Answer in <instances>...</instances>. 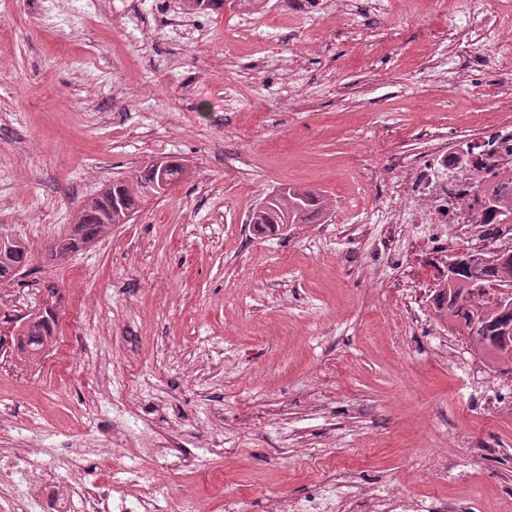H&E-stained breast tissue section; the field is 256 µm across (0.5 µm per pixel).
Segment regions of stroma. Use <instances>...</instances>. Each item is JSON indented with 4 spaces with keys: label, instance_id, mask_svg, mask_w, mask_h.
I'll return each instance as SVG.
<instances>
[{
    "label": "stroma",
    "instance_id": "obj_1",
    "mask_svg": "<svg viewBox=\"0 0 512 512\" xmlns=\"http://www.w3.org/2000/svg\"><path fill=\"white\" fill-rule=\"evenodd\" d=\"M0 0V232L31 272L0 290V337L54 286L63 359L0 357V453L27 437L83 448L87 475L153 485L161 512H252L348 474L380 497L453 512H512V381L494 382L461 335L415 301L425 246L380 223L373 178L425 134H461L499 100L486 51L462 50L418 0L385 14L279 17L226 39L233 4L172 26L179 0H127L67 22L75 0ZM162 158L186 175L126 224L45 265L81 204ZM324 192L319 224L260 238L249 211L282 184ZM354 224L367 236L350 233ZM413 305L414 322L401 316ZM195 457L179 485L100 466L113 433Z\"/></svg>",
    "mask_w": 512,
    "mask_h": 512
}]
</instances>
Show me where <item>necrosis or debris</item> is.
<instances>
[{"label": "necrosis or debris", "instance_id": "obj_1", "mask_svg": "<svg viewBox=\"0 0 512 512\" xmlns=\"http://www.w3.org/2000/svg\"><path fill=\"white\" fill-rule=\"evenodd\" d=\"M466 22L448 16V35L469 47L486 46L496 72L512 76V50L493 42L492 33L512 29V0H469ZM403 174V188L395 204L381 209L386 224L418 226L420 237L430 245L423 266L429 281L447 276L449 255L466 252L481 257L490 250H512V212L492 211L488 195H512V116L496 114L474 122L467 135L449 143L430 137L423 150L395 161ZM493 236H485V229ZM9 463L37 512H72L74 497H81L86 512H156L154 492L144 486L135 501L108 482L81 481L79 489H60L56 475L69 470L65 454L54 453L51 467L37 469L28 457H10Z\"/></svg>", "mask_w": 512, "mask_h": 512}]
</instances>
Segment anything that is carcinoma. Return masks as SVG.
I'll list each match as a JSON object with an SVG mask.
<instances>
[{
  "label": "carcinoma",
  "mask_w": 512,
  "mask_h": 512,
  "mask_svg": "<svg viewBox=\"0 0 512 512\" xmlns=\"http://www.w3.org/2000/svg\"><path fill=\"white\" fill-rule=\"evenodd\" d=\"M156 170L146 165L133 180H116L99 195L96 209L80 213L78 228L83 236L97 238L110 224H126L137 212L140 199L149 194L160 195ZM329 209L328 199L321 192L305 186L283 185L266 195L248 216L254 234L264 236L281 231L284 224H313ZM79 251L72 238L61 236L48 248L52 260ZM30 261L26 243L10 250L0 249V281L13 278L10 271L25 268ZM470 255L463 253L453 281L446 282L433 298L435 316L447 327L465 336L474 350L495 368L512 374V303H477L478 278L512 282V254L492 267H474ZM53 331L43 322H31L20 333L18 358L31 362L49 345Z\"/></svg>",
  "instance_id": "obj_1"
}]
</instances>
